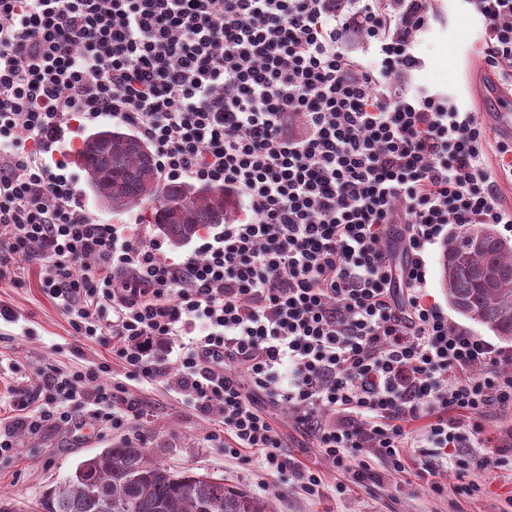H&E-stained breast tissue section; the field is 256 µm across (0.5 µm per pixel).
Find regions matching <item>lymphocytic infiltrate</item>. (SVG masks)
I'll use <instances>...</instances> for the list:
<instances>
[{"label": "lymphocytic infiltrate", "instance_id": "lymphocytic-infiltrate-1", "mask_svg": "<svg viewBox=\"0 0 512 512\" xmlns=\"http://www.w3.org/2000/svg\"><path fill=\"white\" fill-rule=\"evenodd\" d=\"M391 1L0 0V278L39 266L75 334L111 344L125 377L163 381L213 416L226 456L252 452L312 498L388 485L411 448L453 463L467 495L512 472V428L482 439L490 411H512V355L449 326L425 258L446 225L512 224L498 200L512 140L448 94L409 90L436 5ZM461 3L512 88V0ZM105 118L154 146L162 182L224 185L249 219L164 261L146 226L92 218L63 141ZM124 270L136 287L116 286ZM39 375L41 407L16 394L0 457L18 429L89 415L115 431L142 413L109 364ZM280 404L351 483L282 451Z\"/></svg>", "mask_w": 512, "mask_h": 512}]
</instances>
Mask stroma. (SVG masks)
I'll use <instances>...</instances> for the list:
<instances>
[{
  "mask_svg": "<svg viewBox=\"0 0 512 512\" xmlns=\"http://www.w3.org/2000/svg\"><path fill=\"white\" fill-rule=\"evenodd\" d=\"M438 7L447 21L419 35L416 50L424 64L413 74L412 88L447 91L463 111H494L489 92L497 81L480 60L479 21L461 12L456 0H439ZM0 304L19 315L17 322L0 323L2 425H11L17 416L8 403L12 391L35 388L38 368L49 364L88 367L111 358L109 348L98 341L76 339L59 303L44 293L37 267L27 268L21 283L0 280ZM123 385L128 398L147 406L146 415L129 424L125 432L99 429L93 437L85 438L65 428L38 434L16 430L14 455L0 458V498L35 512L45 492L82 459L130 441L148 448L152 456L174 469L207 474L268 499L275 512H512V474L488 473L481 493L468 497L458 494L459 480L450 465L437 469L436 480L443 488L439 494L414 483L399 490L392 486L357 489L342 498L329 494L312 500L293 481L266 475L256 462L225 457L220 443L210 438L211 421L164 384L151 386L127 379ZM270 413L287 453L306 465L318 461L316 449L296 429L291 410L276 406Z\"/></svg>",
  "mask_w": 512,
  "mask_h": 512,
  "instance_id": "1",
  "label": "stroma"
}]
</instances>
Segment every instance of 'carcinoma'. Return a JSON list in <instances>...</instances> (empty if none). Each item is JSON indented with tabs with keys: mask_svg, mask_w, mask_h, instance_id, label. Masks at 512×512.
<instances>
[{
	"mask_svg": "<svg viewBox=\"0 0 512 512\" xmlns=\"http://www.w3.org/2000/svg\"><path fill=\"white\" fill-rule=\"evenodd\" d=\"M80 166L96 199L123 213L150 205L153 225L175 247L204 227L224 223L235 203L221 185L162 183L153 147L122 125L105 126L83 141ZM491 224L459 228L440 256L443 288L452 308L503 340H512V246ZM497 272L502 288H488ZM41 512H275L269 504L205 474L176 471L132 443L105 448L38 503Z\"/></svg>",
	"mask_w": 512,
	"mask_h": 512,
	"instance_id": "obj_1",
	"label": "carcinoma"
}]
</instances>
